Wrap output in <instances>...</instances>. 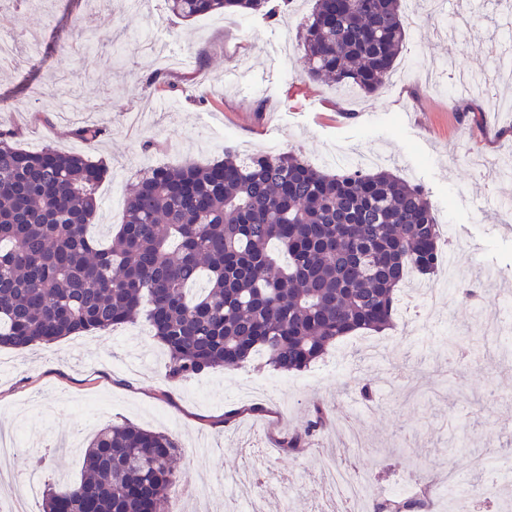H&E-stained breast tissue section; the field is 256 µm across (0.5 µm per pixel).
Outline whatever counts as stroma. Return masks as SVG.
Returning <instances> with one entry per match:
<instances>
[{
	"label": "stroma",
	"mask_w": 512,
	"mask_h": 512,
	"mask_svg": "<svg viewBox=\"0 0 512 512\" xmlns=\"http://www.w3.org/2000/svg\"><path fill=\"white\" fill-rule=\"evenodd\" d=\"M314 0H293L275 21L261 16L212 15L183 21L165 0H0L15 33L39 29L29 62L0 72V129L13 144L81 152L106 165L95 234L108 239L122 223L134 173L142 168L209 164L224 141L242 154L299 153L312 166L335 170L376 150L402 179L421 186L438 224L453 236L457 277L442 271L411 275L407 294L449 285L451 301L413 303L393 328L365 332L385 343L380 361H357L345 343L298 373L269 367L215 369L169 382L167 356L146 321L107 332L69 336L21 351L0 348V428L25 421L23 440L42 451L8 458L11 470L38 465L41 484L80 476L85 445L102 428L132 423L173 436L183 479L203 488L181 512H247V498L226 484V473L251 466L290 472L276 506L318 512L309 490L341 435L360 425L361 443L344 455L369 487L370 512L427 461L431 512H448V477L479 483L477 465L488 447L512 446V360L489 338L463 361L443 341L476 333L479 321L499 319V300L512 295V177L494 179L495 164L512 157V0H447L427 16L405 0L404 48L385 87L344 96L303 73L299 42ZM159 84H151L154 74ZM78 106L100 129L79 139ZM476 286V298L461 290ZM332 418L312 448L272 454L278 440L301 427L316 400ZM239 409L231 425L224 413Z\"/></svg>",
	"instance_id": "obj_1"
}]
</instances>
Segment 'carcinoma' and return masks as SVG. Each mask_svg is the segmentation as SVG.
<instances>
[{
  "instance_id": "carcinoma-1",
  "label": "carcinoma",
  "mask_w": 512,
  "mask_h": 512,
  "mask_svg": "<svg viewBox=\"0 0 512 512\" xmlns=\"http://www.w3.org/2000/svg\"><path fill=\"white\" fill-rule=\"evenodd\" d=\"M189 20L225 11L275 18L274 0H167ZM406 39L402 0H315L302 28L304 73L341 90L385 85ZM0 131V347L52 344L144 318L186 380L263 353L301 371L358 330L393 326L410 272L435 271L441 228L422 188L383 168L320 171L292 152L153 167L108 240L91 233L105 169L82 153L18 148ZM205 287L193 294L201 276ZM330 407L279 441L296 453ZM177 445L133 424L101 430L79 480L42 512H168ZM430 485L373 512H424Z\"/></svg>"
}]
</instances>
